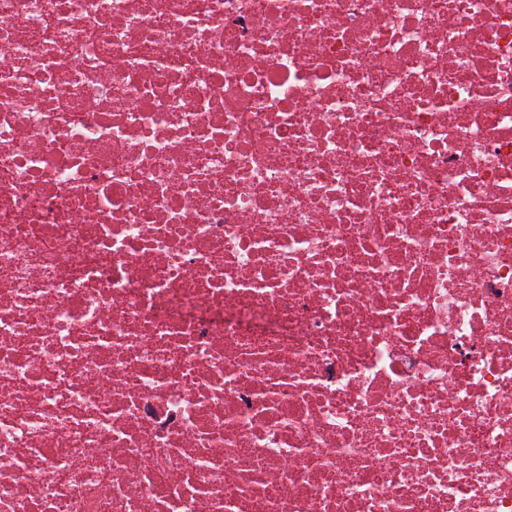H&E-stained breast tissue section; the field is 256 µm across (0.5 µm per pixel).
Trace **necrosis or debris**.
<instances>
[{"label": "necrosis or debris", "mask_w": 512, "mask_h": 512, "mask_svg": "<svg viewBox=\"0 0 512 512\" xmlns=\"http://www.w3.org/2000/svg\"><path fill=\"white\" fill-rule=\"evenodd\" d=\"M0 512H512V0H0Z\"/></svg>", "instance_id": "obj_1"}]
</instances>
